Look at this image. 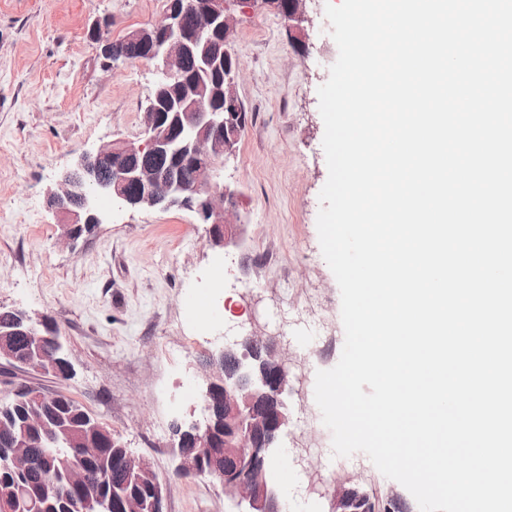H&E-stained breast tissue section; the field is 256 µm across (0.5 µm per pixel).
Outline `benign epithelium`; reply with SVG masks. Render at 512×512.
Returning a JSON list of instances; mask_svg holds the SVG:
<instances>
[{"instance_id": "benign-epithelium-1", "label": "benign epithelium", "mask_w": 512, "mask_h": 512, "mask_svg": "<svg viewBox=\"0 0 512 512\" xmlns=\"http://www.w3.org/2000/svg\"><path fill=\"white\" fill-rule=\"evenodd\" d=\"M308 0H289L285 17L301 27L312 23ZM192 23L186 24V15ZM234 17L226 0H167L160 18L147 28L137 29L123 38L126 45L140 49L139 57L119 49L112 50L114 61L136 60L153 65L161 74L153 97L143 113V139L139 142L118 140L82 156L76 168L62 175L58 190L48 197L50 208L73 216L63 225L56 245L68 248L79 238L76 228L95 225L99 218L92 202L100 196L111 197L130 208L182 209L196 214L208 225L209 242L217 248H240L244 244L236 210L238 190L220 181L225 160L237 148L246 117L235 90V77L224 84V110L207 112L198 107L196 94L204 87L199 79L174 101L162 98L171 85L184 81L188 59L199 54L206 62H215L207 46L219 42L222 52L231 48ZM191 162L196 173L187 182L178 179L174 169ZM7 317L6 330L0 331V358L41 373L58 374L56 362L42 364L36 357L41 349L62 355L65 371L70 362L61 337L48 328L43 318L34 323L22 310L0 305ZM245 343L264 349L266 358L259 370L248 361H235L224 368V360L233 356L222 347L206 358L208 378L203 397L202 420L184 428L175 425L173 453L177 471L185 477L208 475L224 488V496L235 512H285L277 488L267 478L263 462L272 454L289 424L288 397L293 378L288 366V352L251 333ZM30 408L23 429H35L46 436L57 434L56 421L49 412L58 397L35 388H22ZM16 438L13 425L0 420V439L11 444ZM16 443V442H14ZM67 447L81 457L99 454L101 445L89 438L66 441ZM32 443H16L14 468L29 473L34 467ZM115 469L148 487L151 499L127 496L123 485L112 483V498L105 501L87 495L80 512H163L164 487L149 463L122 449ZM332 512H387L398 499L359 489L352 481L333 489Z\"/></svg>"}]
</instances>
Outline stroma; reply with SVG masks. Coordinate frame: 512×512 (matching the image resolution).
<instances>
[{"label":"stroma","mask_w":512,"mask_h":512,"mask_svg":"<svg viewBox=\"0 0 512 512\" xmlns=\"http://www.w3.org/2000/svg\"><path fill=\"white\" fill-rule=\"evenodd\" d=\"M165 0H0V304L49 314L73 374L39 375L0 362V397L19 384L81 403L165 488L164 512H229L220 484L175 472L174 424L203 417L201 362L261 330L287 348L295 378L291 422L276 450L275 486L288 512H331L332 486L309 490L299 458L321 451L331 472L332 434L315 402L318 370L345 340L341 295L320 248L319 193L328 170L317 90L338 57L325 0L298 47L279 13L235 7L236 90L248 112L222 178L237 188L244 246L207 242L183 210L119 203L70 249L47 198L78 158L113 139L138 140L159 79L147 64L105 58L89 35L109 20L112 40L153 24ZM47 233L33 235L31 225ZM48 269L47 277L37 272ZM186 390L193 403L177 401Z\"/></svg>","instance_id":"35a3bbf8"}]
</instances>
